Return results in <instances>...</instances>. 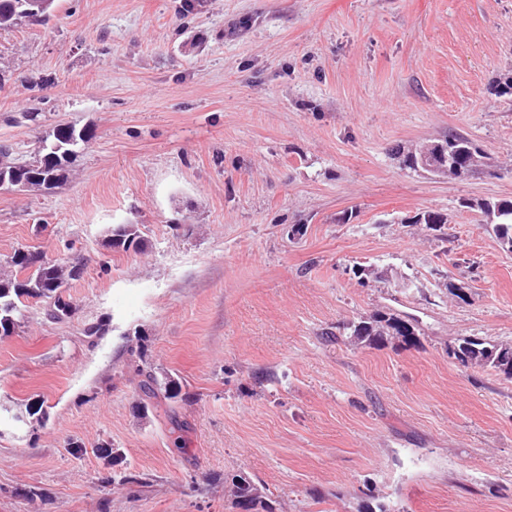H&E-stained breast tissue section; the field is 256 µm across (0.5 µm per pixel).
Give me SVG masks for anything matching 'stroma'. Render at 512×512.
Masks as SVG:
<instances>
[{
	"instance_id": "1",
	"label": "stroma",
	"mask_w": 512,
	"mask_h": 512,
	"mask_svg": "<svg viewBox=\"0 0 512 512\" xmlns=\"http://www.w3.org/2000/svg\"><path fill=\"white\" fill-rule=\"evenodd\" d=\"M511 83L512 0H56L0 30L11 162L92 134L61 187L0 188V272L83 266L69 317L33 299L0 336V512H240L239 475L274 512H512V379L448 354L512 346L479 208L512 200ZM455 133L489 165H404ZM388 309L416 346L353 340ZM138 351L175 398L144 400ZM141 243L142 240L137 225L120 224L112 228L107 245L114 250L128 252L130 249L138 250Z\"/></svg>"
}]
</instances>
